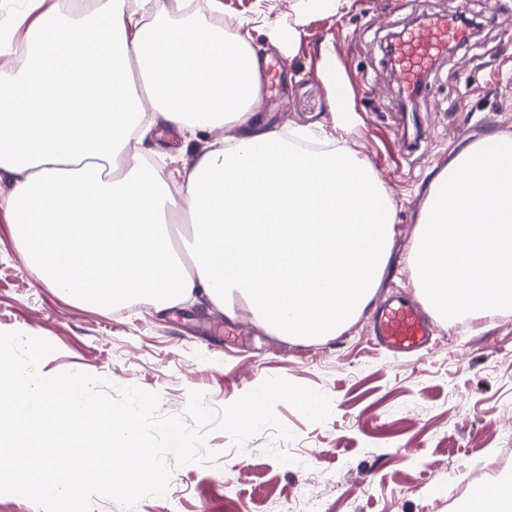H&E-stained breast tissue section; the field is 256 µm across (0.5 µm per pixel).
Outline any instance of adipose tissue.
Segmentation results:
<instances>
[{"label":"adipose tissue","mask_w":512,"mask_h":512,"mask_svg":"<svg viewBox=\"0 0 512 512\" xmlns=\"http://www.w3.org/2000/svg\"><path fill=\"white\" fill-rule=\"evenodd\" d=\"M0 38L24 48L0 71V212L39 279L109 308L241 293L278 336H333L368 305L395 213L373 168L344 148L298 151L252 108L259 54L247 36L166 22L171 0H95L75 19L44 7ZM189 137L233 123L177 190L143 170V102ZM137 151H128L129 143ZM192 231L171 234L177 216ZM426 311L444 322L512 310V135L452 149L431 178L409 252Z\"/></svg>","instance_id":"1"}]
</instances>
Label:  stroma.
<instances>
[{"label": "stroma", "mask_w": 512, "mask_h": 512, "mask_svg": "<svg viewBox=\"0 0 512 512\" xmlns=\"http://www.w3.org/2000/svg\"><path fill=\"white\" fill-rule=\"evenodd\" d=\"M194 17L249 31L261 60L274 64L256 101L258 116L282 134L296 129L367 160L395 208L391 257L376 299L342 333L276 336L234 298L235 319L209 304L157 309L132 300L109 309L69 299L37 277L25 248L0 215V332L18 331L55 347L45 375L80 370L106 379L108 394L138 386L159 393L165 414L184 413L189 394L221 411L266 378L281 377L327 395L332 414L308 421L288 404L275 407L296 438L265 428L236 446L207 429L214 459L172 465L166 496L143 498L138 512H289L297 486H308L318 512H458L479 486V466L512 441V312L435 322L430 350L403 357L378 345L370 325L379 301L417 297L407 254L419 209L450 150L494 132L512 134V0H348L339 13H305L292 43L272 44L270 29L293 25L301 0H220ZM303 12V11H302ZM490 14L493 29L442 60L417 109L398 106L402 87L386 63L383 39L413 19ZM331 50L352 94L354 124L334 128L322 76ZM205 131L186 147L153 141L172 156L163 175L177 187L197 152L233 135ZM418 151H408L414 135Z\"/></svg>", "instance_id": "35a3bbf8"}]
</instances>
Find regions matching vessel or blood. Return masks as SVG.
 <instances>
[{"instance_id":"b4317fda","label":"vessel or blood","mask_w":512,"mask_h":512,"mask_svg":"<svg viewBox=\"0 0 512 512\" xmlns=\"http://www.w3.org/2000/svg\"><path fill=\"white\" fill-rule=\"evenodd\" d=\"M464 29L454 23L426 20L406 33L396 50L395 72L406 87L417 90L449 45L465 38ZM379 342L396 353L424 348L431 336V326L417 304L396 300L382 308L374 326Z\"/></svg>"}]
</instances>
